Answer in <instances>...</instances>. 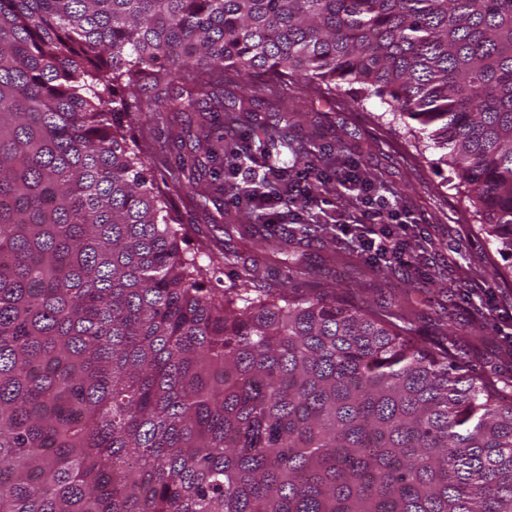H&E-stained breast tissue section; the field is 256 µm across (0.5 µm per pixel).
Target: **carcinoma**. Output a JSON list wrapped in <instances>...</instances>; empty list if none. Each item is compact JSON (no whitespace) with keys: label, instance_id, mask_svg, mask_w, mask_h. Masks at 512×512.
Wrapping results in <instances>:
<instances>
[{"label":"carcinoma","instance_id":"obj_1","mask_svg":"<svg viewBox=\"0 0 512 512\" xmlns=\"http://www.w3.org/2000/svg\"><path fill=\"white\" fill-rule=\"evenodd\" d=\"M226 66L417 122L512 260V0H0V512H512V381L325 290L310 224L284 281L202 287L121 109L189 81L166 111L240 120ZM193 149L179 173L235 144L212 119ZM246 216L226 264L269 240Z\"/></svg>","mask_w":512,"mask_h":512}]
</instances>
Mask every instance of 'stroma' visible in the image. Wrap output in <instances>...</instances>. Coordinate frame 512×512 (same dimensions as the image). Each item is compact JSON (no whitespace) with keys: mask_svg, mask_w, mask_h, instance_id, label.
Here are the masks:
<instances>
[{"mask_svg":"<svg viewBox=\"0 0 512 512\" xmlns=\"http://www.w3.org/2000/svg\"><path fill=\"white\" fill-rule=\"evenodd\" d=\"M250 88L256 91L255 117L273 123L290 114L293 149L316 153L319 167L330 174L317 191L319 205L309 218L318 230L301 245L302 253L318 261L342 246L334 224L355 214L356 205L341 195L339 183L351 173L385 194L415 223L418 267L395 266L363 277L355 267L339 265L328 271L327 284L388 306L413 298L420 313L419 340L452 328L473 365L481 369L491 363L512 377V288L504 287L498 274L504 262L481 231L468 199L456 189L454 174L441 164V149L416 147L413 138L405 137L401 120L387 113L378 98L360 101L344 90L323 93L296 80L272 93L259 77L225 71V92L240 96ZM139 106L134 99L126 104L140 146L154 151V181L176 208L187 249L208 265L210 257L238 243V229L228 223L216 179L207 172L197 176L201 194L188 197L170 176L176 164L166 150L192 135L189 123L199 115L185 119L176 112H143Z\"/></svg>","mask_w":512,"mask_h":512,"instance_id":"stroma-1","label":"stroma"}]
</instances>
